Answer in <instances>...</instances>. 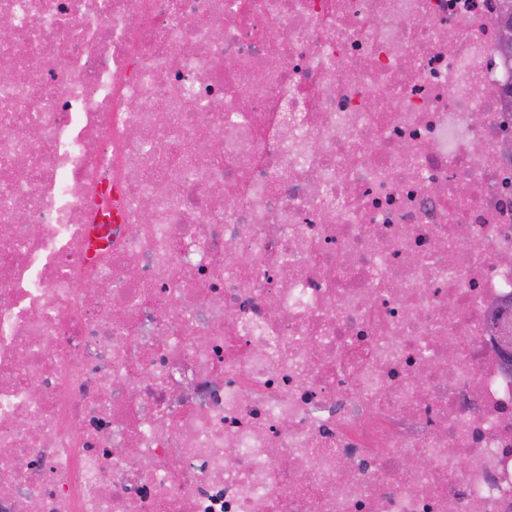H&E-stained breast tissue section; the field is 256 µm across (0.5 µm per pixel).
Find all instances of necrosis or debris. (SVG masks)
Masks as SVG:
<instances>
[{
  "mask_svg": "<svg viewBox=\"0 0 512 512\" xmlns=\"http://www.w3.org/2000/svg\"><path fill=\"white\" fill-rule=\"evenodd\" d=\"M502 5L0 0V512H512Z\"/></svg>",
  "mask_w": 512,
  "mask_h": 512,
  "instance_id": "necrosis-or-debris-1",
  "label": "necrosis or debris"
}]
</instances>
